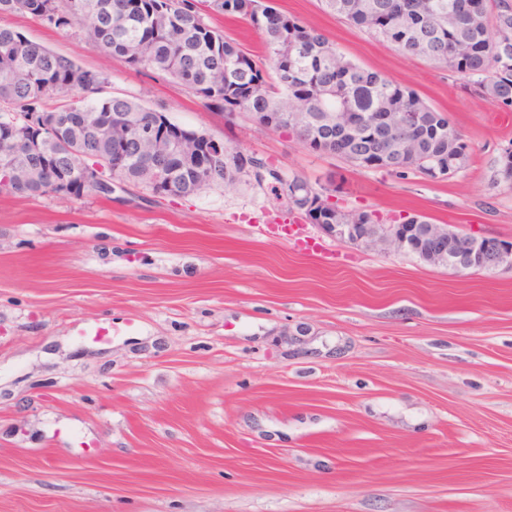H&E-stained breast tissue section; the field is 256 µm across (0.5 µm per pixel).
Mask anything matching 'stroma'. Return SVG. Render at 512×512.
Instances as JSON below:
<instances>
[{
	"label": "stroma",
	"mask_w": 512,
	"mask_h": 512,
	"mask_svg": "<svg viewBox=\"0 0 512 512\" xmlns=\"http://www.w3.org/2000/svg\"><path fill=\"white\" fill-rule=\"evenodd\" d=\"M446 112L458 175L309 151L82 34L2 14L175 124L390 224L512 241V115L324 10L266 0ZM111 326L108 341L89 332ZM0 512H512V268L356 247L241 178L182 198L0 195Z\"/></svg>",
	"instance_id": "35a3bbf8"
}]
</instances>
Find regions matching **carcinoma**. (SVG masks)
I'll return each instance as SVG.
<instances>
[{
  "mask_svg": "<svg viewBox=\"0 0 512 512\" xmlns=\"http://www.w3.org/2000/svg\"><path fill=\"white\" fill-rule=\"evenodd\" d=\"M327 11L410 56L448 70L490 104L512 108V0H322ZM26 14L85 34L108 57L149 68L192 90L211 111H245L263 127L291 130L313 152L338 156L358 169L405 178L432 169L437 156L455 174L470 147L448 114L391 78L336 49L317 27L263 0H0V14ZM219 13L250 19L263 35L272 74L240 44L208 26ZM106 74L88 70L9 28L0 27V192L24 197L52 193L80 200L110 199L113 175L149 177L153 189L185 197L243 177L282 182L271 165L239 148L201 159L211 139L120 95H103ZM65 101L50 108L47 101ZM414 118L390 130L389 114ZM154 124L185 142L176 157L138 153L137 131ZM39 139L29 151L19 133ZM32 168L36 180L15 171ZM496 180L512 179V152L497 160ZM319 191L295 176L288 203L302 210Z\"/></svg>",
  "mask_w": 512,
  "mask_h": 512,
  "instance_id": "1",
  "label": "carcinoma"
}]
</instances>
